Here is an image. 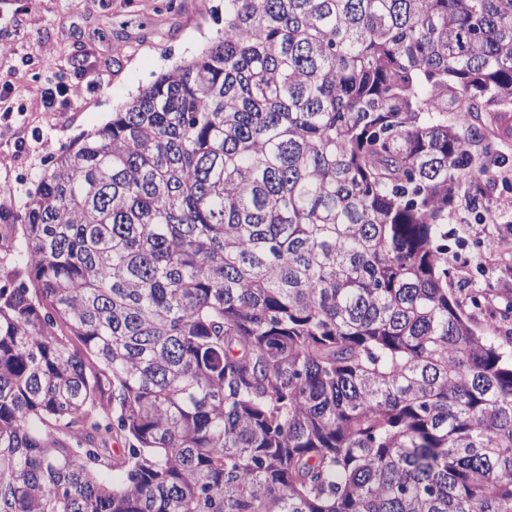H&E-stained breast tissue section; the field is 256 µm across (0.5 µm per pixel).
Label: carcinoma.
<instances>
[{
	"label": "carcinoma",
	"mask_w": 512,
	"mask_h": 512,
	"mask_svg": "<svg viewBox=\"0 0 512 512\" xmlns=\"http://www.w3.org/2000/svg\"><path fill=\"white\" fill-rule=\"evenodd\" d=\"M511 113L512 0H224L0 225V512H512L448 288Z\"/></svg>",
	"instance_id": "1"
}]
</instances>
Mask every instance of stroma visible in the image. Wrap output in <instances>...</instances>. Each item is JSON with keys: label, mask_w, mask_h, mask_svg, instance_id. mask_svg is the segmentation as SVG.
I'll return each mask as SVG.
<instances>
[{"label": "stroma", "mask_w": 512, "mask_h": 512, "mask_svg": "<svg viewBox=\"0 0 512 512\" xmlns=\"http://www.w3.org/2000/svg\"><path fill=\"white\" fill-rule=\"evenodd\" d=\"M224 28V0H0V189L11 197L0 222L12 223L41 173L82 134L107 123L158 74L201 54ZM53 48L43 58L42 48ZM76 94L45 107L40 92ZM488 166V207L458 196L448 210V286L461 301L484 289L491 305L512 300V141ZM502 249L478 260V246Z\"/></svg>", "instance_id": "obj_1"}]
</instances>
